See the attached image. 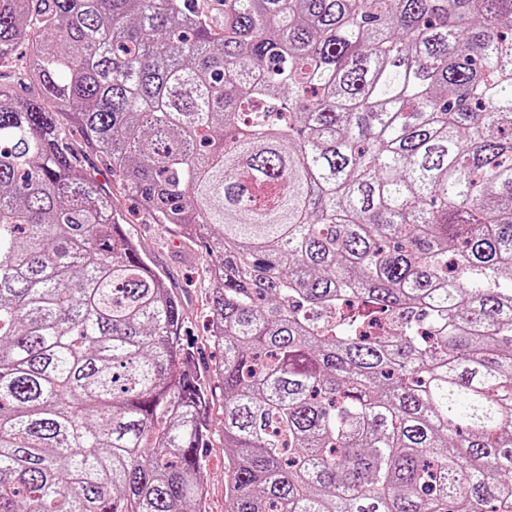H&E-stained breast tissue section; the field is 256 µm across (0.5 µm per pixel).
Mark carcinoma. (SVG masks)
<instances>
[{
	"label": "carcinoma",
	"instance_id": "carcinoma-1",
	"mask_svg": "<svg viewBox=\"0 0 512 512\" xmlns=\"http://www.w3.org/2000/svg\"><path fill=\"white\" fill-rule=\"evenodd\" d=\"M0 0V512H203L183 311L81 166L208 241L229 512H512V0Z\"/></svg>",
	"mask_w": 512,
	"mask_h": 512
}]
</instances>
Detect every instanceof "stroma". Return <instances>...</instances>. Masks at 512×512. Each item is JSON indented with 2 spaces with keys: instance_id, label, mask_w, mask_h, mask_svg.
Segmentation results:
<instances>
[{
  "instance_id": "35a3bbf8",
  "label": "stroma",
  "mask_w": 512,
  "mask_h": 512,
  "mask_svg": "<svg viewBox=\"0 0 512 512\" xmlns=\"http://www.w3.org/2000/svg\"><path fill=\"white\" fill-rule=\"evenodd\" d=\"M64 134L77 150L83 168L101 187L111 191L113 205L121 210L126 220L125 231L172 289L184 311L180 341L192 350L197 370L209 376V384L216 392L208 412L211 425L209 446L204 449L200 461V480L206 491L204 509L205 512H227L228 477L224 467L222 438L223 399L218 395V380L209 375L212 364L219 358V352L209 341V292L198 278L201 266L208 257V245L202 240H187L168 227L153 223L139 210L133 198L118 188L104 158L85 149L79 128L65 127Z\"/></svg>"
}]
</instances>
